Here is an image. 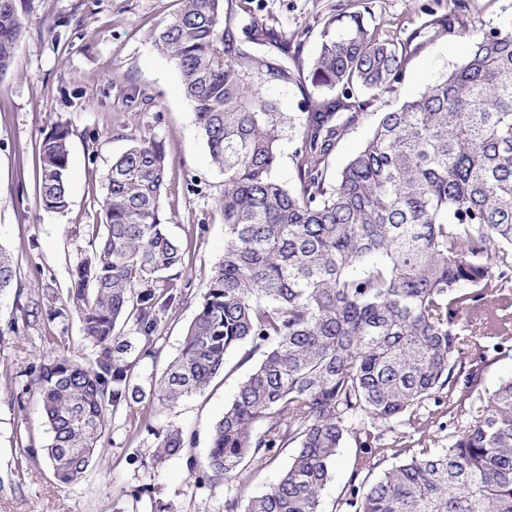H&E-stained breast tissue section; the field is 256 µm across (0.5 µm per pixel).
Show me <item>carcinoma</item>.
Instances as JSON below:
<instances>
[{
    "label": "carcinoma",
    "instance_id": "obj_1",
    "mask_svg": "<svg viewBox=\"0 0 512 512\" xmlns=\"http://www.w3.org/2000/svg\"><path fill=\"white\" fill-rule=\"evenodd\" d=\"M18 0H0V77L22 35ZM181 88L224 173V255L211 268L183 346L152 396L168 408L202 392L228 355L249 342L262 359L213 426L199 480L233 482L289 446L288 469L246 505L224 512H323L339 449L359 454L340 506L347 512H512V378L436 452L392 449L378 476L384 426L441 394L479 389L466 366L464 313L512 281V17L484 33L464 60L415 98L379 115L343 168L332 157L369 104L395 90L413 39L398 42L359 11L329 21L309 64L321 91L297 131L296 179L274 176L288 118L267 95L295 82L288 47L265 25L244 33L224 0H181L158 33ZM275 43L278 52L256 45ZM56 125L40 144L39 202L68 205L70 138ZM167 158L138 143L104 176L103 232L81 249L68 289L83 337L82 361L61 355L31 384L63 483L80 478L103 448L107 407L128 399L178 285L182 265L161 213ZM18 284L0 246V294ZM133 321L134 341L118 329ZM156 458L190 441L169 425Z\"/></svg>",
    "mask_w": 512,
    "mask_h": 512
}]
</instances>
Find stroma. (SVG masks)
<instances>
[{"label":"stroma","mask_w":512,"mask_h":512,"mask_svg":"<svg viewBox=\"0 0 512 512\" xmlns=\"http://www.w3.org/2000/svg\"><path fill=\"white\" fill-rule=\"evenodd\" d=\"M178 8V0H21L23 34L0 77V244L12 254L21 284L0 296V512H224L227 497L245 501L265 493L288 466L285 450L244 483L213 488L198 480L211 429L253 368L246 350L230 355L228 373L217 375L204 393L174 408L148 395L177 357L210 270L224 253V175L210 161L175 62L155 42ZM353 11L391 38L417 34L419 47L395 93L369 105L340 142L331 162L335 171L368 139L378 112L416 97L460 64L471 43L512 17V0H232L231 7L236 27L255 20L273 29L288 45L292 68L303 72L325 25ZM432 13L447 17L446 33L423 32ZM59 123L73 131L69 205L50 212L38 202V147ZM153 139L166 148L161 209L183 252L178 280L184 288L165 314L156 359L137 371L145 397L110 414L104 453L81 478L64 484L45 454L48 426L31 374L63 352L88 358L92 350L76 313L33 317L27 303L36 299L46 311L65 301L77 254L103 221L98 202L105 173L130 147ZM465 353L481 363L479 390L452 405L429 402L392 420L380 429L384 447H447L455 428L512 377V321L502 331L488 326ZM170 424L182 428L192 445L156 460L153 433ZM357 453L354 440H346L323 493L324 512H334L342 498Z\"/></svg>","instance_id":"stroma-1"}]
</instances>
